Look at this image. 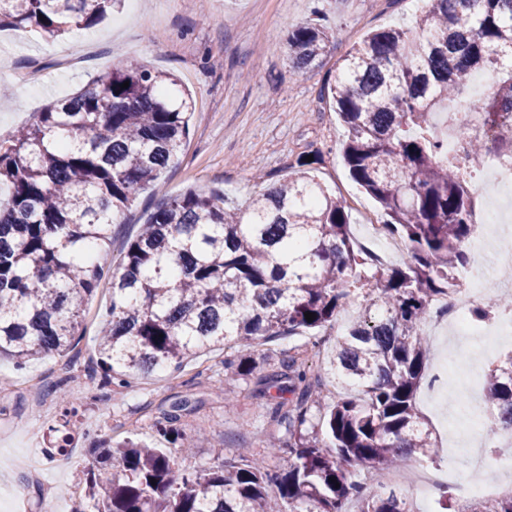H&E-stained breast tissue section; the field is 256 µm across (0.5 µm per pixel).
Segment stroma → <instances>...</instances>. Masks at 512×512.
I'll list each match as a JSON object with an SVG mask.
<instances>
[{
	"label": "stroma",
	"mask_w": 512,
	"mask_h": 512,
	"mask_svg": "<svg viewBox=\"0 0 512 512\" xmlns=\"http://www.w3.org/2000/svg\"><path fill=\"white\" fill-rule=\"evenodd\" d=\"M425 0H125L119 13L91 30H76L49 42L34 29L0 31V139L11 140L35 112L66 97L98 74L131 62L175 74L193 97L190 136L164 172L157 191L143 193L114 225L100 259V286L84 306L79 355L68 364L46 358L17 369L0 361V379L11 384L0 396V484L19 490V512H75L89 508L85 472L99 438L136 437L153 441L155 425L179 398L191 406L181 419L195 439L184 467L205 469L234 457L241 448L280 466L270 457L268 434L286 439L274 415L276 404L292 406L293 393L278 391L270 378L279 372L284 350L305 353L319 368L323 354L311 351L307 336H289L262 352L248 378L224 377L221 352H205L180 370H160L135 379L123 393L96 401L97 382L87 365L110 302L113 264L136 235L146 214L162 199L187 189L223 190L242 202L293 174L298 157H317V180L346 200L351 231L363 241V225L384 219L378 204L350 178L340 153L345 130L326 96L347 50L382 27H413ZM319 18L335 36L320 63L306 74L288 66V30ZM62 382L82 400L69 456L29 467V453L48 447L55 414L31 411L32 385Z\"/></svg>",
	"instance_id": "stroma-1"
}]
</instances>
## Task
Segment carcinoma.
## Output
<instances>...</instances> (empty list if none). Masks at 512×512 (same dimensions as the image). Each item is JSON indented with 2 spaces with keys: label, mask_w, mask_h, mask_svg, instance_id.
<instances>
[{
  "label": "carcinoma",
  "mask_w": 512,
  "mask_h": 512,
  "mask_svg": "<svg viewBox=\"0 0 512 512\" xmlns=\"http://www.w3.org/2000/svg\"><path fill=\"white\" fill-rule=\"evenodd\" d=\"M118 2L0 0V30L35 26L54 41L93 27ZM331 38L319 20L288 29L291 67H315ZM485 71L497 76L495 90L468 108L493 138L470 140L474 172L491 150L512 158V0H428L415 28L375 30L342 59L330 93L345 127L343 159L382 209L386 231L406 244L395 266L361 251L346 201L315 181L304 158L294 176L240 207L221 191L190 189L148 214L112 272L91 368L100 389L178 370L207 350L224 351L228 374L248 376L256 347L318 334L350 308V325L323 363L341 390L323 406L321 376L293 356L281 360L297 400L288 438L271 444L282 460L274 472L240 454L176 473L165 445L180 436L185 400L156 424L153 443L99 439L86 473L96 512H350L353 504L411 512L393 489L366 494L353 467L383 472L437 455L438 439L416 407L430 353L420 326L470 265L475 199L435 116L444 112L443 125L455 126L448 102ZM177 86L174 75L139 63L115 67L0 142V357L18 369L76 355L78 318L101 278L98 247L157 188L189 137L193 100ZM495 296L471 310L473 321L500 310ZM45 393L67 402L45 455L66 456L79 407L60 381ZM484 395L493 440L512 430V353L486 373ZM319 405V423L307 425ZM455 512H512V494Z\"/></svg>",
  "instance_id": "1"
}]
</instances>
